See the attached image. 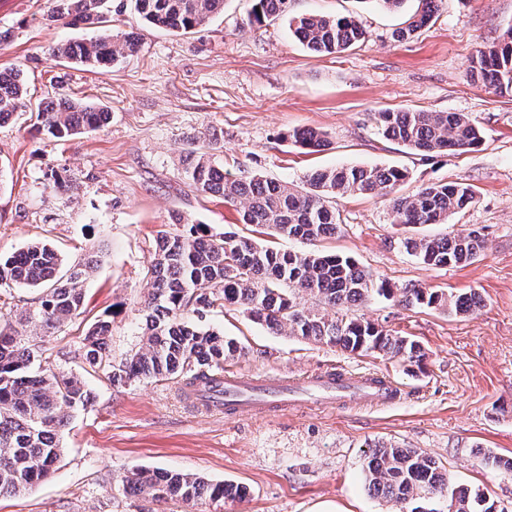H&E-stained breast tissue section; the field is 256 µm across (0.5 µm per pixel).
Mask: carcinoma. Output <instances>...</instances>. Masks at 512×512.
<instances>
[{
    "label": "carcinoma",
    "mask_w": 512,
    "mask_h": 512,
    "mask_svg": "<svg viewBox=\"0 0 512 512\" xmlns=\"http://www.w3.org/2000/svg\"><path fill=\"white\" fill-rule=\"evenodd\" d=\"M144 22L174 34H186L224 10V0H130ZM248 23L263 24L288 12V0H251ZM442 0H418L417 9L392 32L397 41L427 26ZM112 0H56L52 20H70L99 31L89 41L66 42L52 50L55 58L90 67H105L137 52L139 39L126 33L116 42L109 33ZM289 28L308 50L332 55L366 38L354 16L312 14L293 17ZM509 41L483 46L472 55L467 78L499 93L512 92V27ZM24 83L18 69L0 70V124L22 105ZM109 112L60 95L39 106L38 129L55 137L80 135L105 124ZM377 130L424 157L454 155L479 146L482 130L460 112L386 110L378 113ZM289 138L309 153L328 145L327 134L316 128L298 129ZM186 183L238 208L240 222L263 226L279 236L315 244L336 236L340 216L336 198L344 195L387 197L392 223L442 224L475 199L469 183L428 184L412 195H396L408 178L397 166H341L309 171L304 184L293 188L259 174L230 178L208 153H199L183 170ZM405 249L432 267L466 264L484 249L478 230L442 237H406ZM97 266L87 255L70 264L45 242H34L14 255L0 258V285L39 288L38 305L13 321L0 323V498L27 491L48 477L63 448L61 434L71 414L90 400V391L75 377L58 376L52 363L34 356L28 328L39 326L52 334L67 319L81 313L82 283ZM148 273L153 292L147 305L142 347L112 366V381L177 378L185 370L203 367L186 383L184 395L207 400L219 382L224 362L240 352L239 343L186 320L219 304L236 305L254 323L277 334L314 339L358 355L379 354L420 363L417 341L398 336L361 319L353 308L377 294L394 296L391 288L375 287L373 275L354 259L318 250L281 252L260 246L232 232L215 238L202 224L160 237ZM315 299L317 307L301 304L300 296ZM406 304L446 306L448 312H475L480 298L472 292L443 297L426 288H401ZM112 322L100 320L88 330L81 357L95 369L109 359ZM369 491L398 504L417 499L448 498V512H498L483 493L449 484L444 468L416 448L382 445L364 458ZM125 492L154 501L177 498L195 509L207 502H241L247 489L233 483L210 484L201 477L164 469L142 470L122 480Z\"/></svg>",
    "instance_id": "1"
}]
</instances>
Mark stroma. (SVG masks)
Masks as SVG:
<instances>
[{
	"label": "stroma",
	"mask_w": 512,
	"mask_h": 512,
	"mask_svg": "<svg viewBox=\"0 0 512 512\" xmlns=\"http://www.w3.org/2000/svg\"><path fill=\"white\" fill-rule=\"evenodd\" d=\"M55 0H0V68L19 69L24 105L0 125V256L44 241L66 262L98 255L84 282L83 311L35 349L56 370L81 378L93 393L73 412L63 454L32 490L0 499V512H189L178 500L155 503L125 493V476L163 468L210 483L246 486L245 502L204 512H401L373 496L364 452L378 445L433 456L448 481L482 491L512 512V478L487 467L489 455L512 456V94L464 73L474 51L512 26V0H443L435 21L410 39L392 32L416 10L376 0H289L288 14L252 26L250 0H226L222 14L185 35L114 17L112 33L135 31L137 54L107 68L58 62L53 46L92 39L94 30L50 21ZM357 17L364 42L334 55L310 52L288 29L293 16ZM107 108L110 122L68 141L37 132V108L56 94ZM462 112L483 132L472 150L423 160L377 132L385 110ZM319 128L330 145L307 154L289 138ZM209 153L226 173H257L301 184L306 172L342 165L407 169L403 195L439 181L473 185L474 202L445 224L393 223L388 201L337 199L341 231L321 250L348 256L389 288L475 291L482 306L460 316L441 307L372 297L363 319L420 342L421 370L398 358L358 355L298 336L279 335L236 308L215 306L205 327L236 339L242 352L225 369L275 379L340 369L379 373L399 388L390 405H307L274 414L228 418L196 409L182 379L112 384L109 367L87 370L80 347L89 327L110 316L113 360L141 345L150 259L173 217L232 231L281 251L299 242L242 224L234 207L189 187L182 175L193 151ZM67 177L53 187L50 171ZM480 230L481 255L460 266L431 268L408 254V236Z\"/></svg>",
	"instance_id": "1"
}]
</instances>
